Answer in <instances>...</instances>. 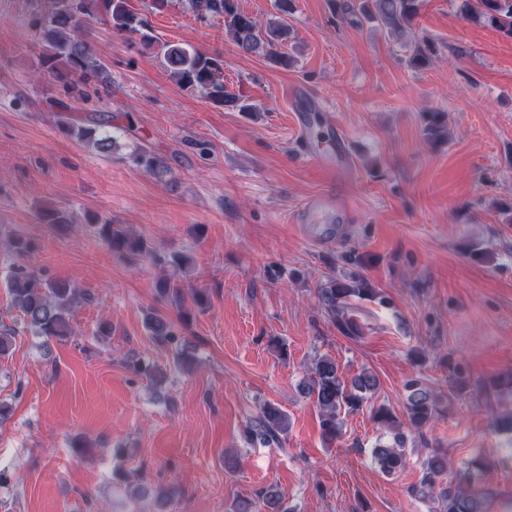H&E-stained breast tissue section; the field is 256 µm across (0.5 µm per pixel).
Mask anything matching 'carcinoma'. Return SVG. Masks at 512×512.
<instances>
[{
  "instance_id": "cac0c4a2",
  "label": "carcinoma",
  "mask_w": 512,
  "mask_h": 512,
  "mask_svg": "<svg viewBox=\"0 0 512 512\" xmlns=\"http://www.w3.org/2000/svg\"><path fill=\"white\" fill-rule=\"evenodd\" d=\"M46 10L39 12L33 26L43 43L39 66L51 74L61 87V97L54 101L60 112L70 109L68 101L84 94L83 87L100 76L103 65L92 52L85 38L90 20L100 15L112 32L146 46L153 43L148 34L147 20L132 11L128 0H47ZM192 8L201 16L221 15L224 27L236 45L246 53L273 54L274 48L289 39L288 26L270 22L259 27L257 21L242 12L237 0H190ZM331 9L342 22L372 24L384 31L395 42L409 51L406 63L412 68L429 64L436 54V46L428 40L416 41L410 30L420 11L421 0H330ZM462 15L466 19L483 21L512 37V0H464ZM161 54L170 73L188 87L204 92L212 101L225 106L246 110V105L226 92L224 88V61L207 56L182 44H166ZM137 166L154 173L165 168L163 160L142 153L135 157ZM85 223L96 237L114 250L123 251L137 262L152 259L160 263L171 262L185 267L188 258L177 256L168 261L158 256L151 244L134 234L122 224H114L91 215ZM12 307L21 315L26 329L45 341L64 343L73 336L71 314L81 302L90 303L94 296L55 280L25 263H14L4 279ZM159 296L181 308L183 291L172 275L156 283ZM368 292L359 281L347 284L334 278L318 288V299L331 318L346 329L350 338L359 337V328L348 316L350 298ZM146 328L151 339L166 345L175 341L172 322L164 315L152 313L147 317ZM17 330L9 325L0 326V359L10 355ZM379 387L377 376L363 370L351 381L343 378L336 360L323 355L317 358L309 380L300 386L301 394L312 400L320 412L321 425L326 438L334 441L342 433L341 412L362 409ZM406 423L399 422L392 411L384 406L370 407L372 419L392 434V442L380 443L372 450L374 462L387 476L400 472L406 465L405 433L403 426L415 432L422 431L440 414L439 402L426 387L413 382L408 385ZM288 429L287 416L274 407H266L262 414L246 428L247 436L264 443L276 442ZM419 486L413 493L432 498L438 512H485V501L490 492L480 490L472 483V475L462 473L457 478L442 482L450 472L448 458L440 451L432 452L423 462ZM261 499L270 512H288L285 500L271 489Z\"/></svg>"
}]
</instances>
